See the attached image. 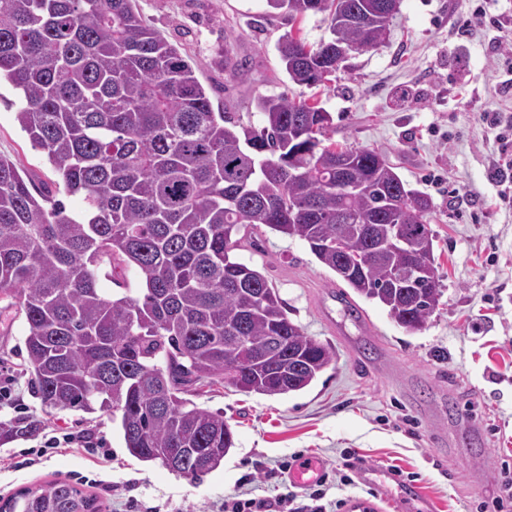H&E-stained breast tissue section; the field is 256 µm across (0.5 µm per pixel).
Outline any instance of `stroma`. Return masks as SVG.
<instances>
[{"mask_svg":"<svg viewBox=\"0 0 512 512\" xmlns=\"http://www.w3.org/2000/svg\"><path fill=\"white\" fill-rule=\"evenodd\" d=\"M148 23L181 43L214 105L237 124L261 128L258 98L288 93L318 101L341 145L385 152L409 189L427 194L429 222L442 284L425 328L399 327L380 305L357 296L320 263L307 243L265 226L240 231L232 256L265 274L289 318L329 345L335 359L306 390L244 394L206 383L189 397L223 412L235 446L214 471L197 479L127 450L119 421L103 411L45 412L32 389L21 351L23 316L0 308V365L16 378V408L0 407L7 423L28 410L40 427L81 432L112 453L105 468L68 448L30 467L38 435L0 436V498L47 482L99 475L86 485L102 512H130V499L161 512H219L225 497L276 498L302 491L280 472L284 459L315 460L323 470L346 467L349 484L332 482L328 500L369 512H415L404 493L414 481L431 512H496L495 499L512 484V206L502 204L488 161L495 132L487 112L512 110V0H400L385 42L349 59L333 81L293 84L277 50L295 33L308 44L329 38L325 15L289 20L266 0H139ZM485 6L502 27H461ZM244 66L249 78L227 81ZM0 85V155L16 161L37 186L58 176L33 146ZM374 472L376 484L365 480Z\"/></svg>","mask_w":512,"mask_h":512,"instance_id":"stroma-1","label":"stroma"}]
</instances>
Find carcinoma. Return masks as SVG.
Segmentation results:
<instances>
[{
	"mask_svg": "<svg viewBox=\"0 0 512 512\" xmlns=\"http://www.w3.org/2000/svg\"><path fill=\"white\" fill-rule=\"evenodd\" d=\"M393 0H267L293 20L325 14L330 37L278 44L299 86L330 81L379 43ZM43 150L73 216L0 156V298L25 316L26 368L46 411L119 414L129 453L197 478L234 447L221 412L182 397L197 383L267 396L299 392L334 359L288 318L266 275L234 260L241 229L306 242L359 296L408 332L442 295L428 216L383 152L331 141L328 112L262 97L259 130L215 111L180 48L137 0H0V82ZM368 253L341 260L333 242ZM133 264L141 294L99 288L101 265ZM0 512H101L67 481L26 489Z\"/></svg>",
	"mask_w": 512,
	"mask_h": 512,
	"instance_id": "1",
	"label": "carcinoma"
}]
</instances>
